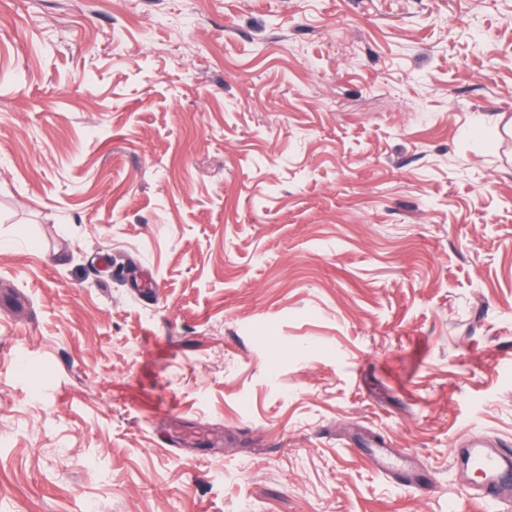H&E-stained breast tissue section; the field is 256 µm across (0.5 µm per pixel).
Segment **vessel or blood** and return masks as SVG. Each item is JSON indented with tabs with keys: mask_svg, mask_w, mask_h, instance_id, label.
I'll list each match as a JSON object with an SVG mask.
<instances>
[{
	"mask_svg": "<svg viewBox=\"0 0 512 512\" xmlns=\"http://www.w3.org/2000/svg\"><path fill=\"white\" fill-rule=\"evenodd\" d=\"M468 459L479 477L475 489L483 501L499 505H512V445L500 443L488 450L483 444L470 443ZM369 461L377 469L390 473L403 486L421 492L428 491L432 480L419 472L413 464L399 457L387 444H378L369 455Z\"/></svg>",
	"mask_w": 512,
	"mask_h": 512,
	"instance_id": "b4317fda",
	"label": "vessel or blood"
}]
</instances>
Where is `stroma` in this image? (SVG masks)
Returning <instances> with one entry per match:
<instances>
[{"label": "stroma", "mask_w": 512, "mask_h": 512, "mask_svg": "<svg viewBox=\"0 0 512 512\" xmlns=\"http://www.w3.org/2000/svg\"><path fill=\"white\" fill-rule=\"evenodd\" d=\"M471 434L512 0H0V512H498ZM368 460L380 471L390 473L403 486L427 492L433 483L430 477L419 472L410 461L399 457L386 443H378Z\"/></svg>", "instance_id": "1"}]
</instances>
